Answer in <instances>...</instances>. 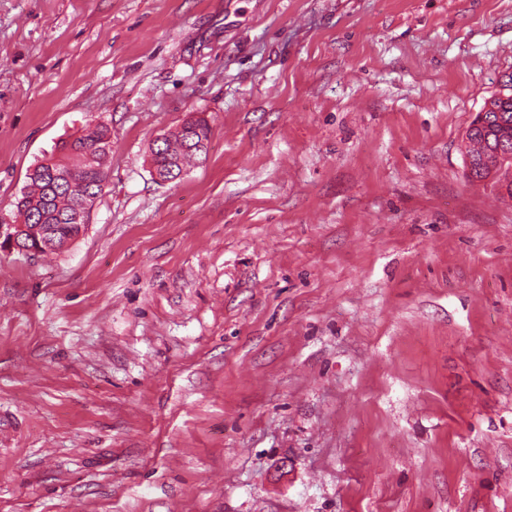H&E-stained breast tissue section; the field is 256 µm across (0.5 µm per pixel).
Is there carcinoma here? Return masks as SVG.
Here are the masks:
<instances>
[{"label": "carcinoma", "instance_id": "carcinoma-1", "mask_svg": "<svg viewBox=\"0 0 512 512\" xmlns=\"http://www.w3.org/2000/svg\"><path fill=\"white\" fill-rule=\"evenodd\" d=\"M503 97H492L468 126L463 139L465 154L474 158L489 155L494 148L512 155V74L502 75ZM195 130L187 136L184 129L170 134L167 143L149 148L150 167L164 171L175 159L182 164L199 155L194 149L210 139L208 123L199 118ZM111 150L110 133L102 124L86 126L80 135L61 142L57 153L48 157L52 165L36 164L28 173L27 184L13 202L12 223L42 224L44 233L37 239L20 238L26 247H39L41 253L55 252L69 238H77L86 224L73 220L82 196L97 198L107 179L106 160ZM471 181H492L512 198V181H504L498 171L485 164L466 175Z\"/></svg>", "mask_w": 512, "mask_h": 512}]
</instances>
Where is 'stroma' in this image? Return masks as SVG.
I'll return each instance as SVG.
<instances>
[{
  "label": "stroma",
  "mask_w": 512,
  "mask_h": 512,
  "mask_svg": "<svg viewBox=\"0 0 512 512\" xmlns=\"http://www.w3.org/2000/svg\"><path fill=\"white\" fill-rule=\"evenodd\" d=\"M506 72L512 0H0V214L112 137L85 234L0 250V512H512ZM501 78L504 91L499 93H503L505 99L494 95L470 123L463 139L467 156L481 159L493 148H501L503 153L512 155V74ZM186 121L187 119H185L181 124V126L183 125L182 127L180 126L181 129L179 128L176 132L169 134L175 141L172 153L165 155V153L170 149L171 143L162 144V151L158 145H156L155 148L152 146L149 147L150 173L152 176L153 167H155L157 171L161 172L168 170V166H172V163L168 161V157L170 159H176V161H179L183 167L185 163L189 162L197 155L205 154L198 152L197 149H193V147L202 140L208 141L210 139L211 129L208 123L202 118H197L196 121H191L195 125V130L192 137H189L184 131V125L187 123ZM466 178L471 181L491 180L493 185L498 187L502 193L512 198V180L510 182L503 181L498 171L491 168L488 164L479 166L471 174L466 172Z\"/></svg>",
  "instance_id": "1"
}]
</instances>
